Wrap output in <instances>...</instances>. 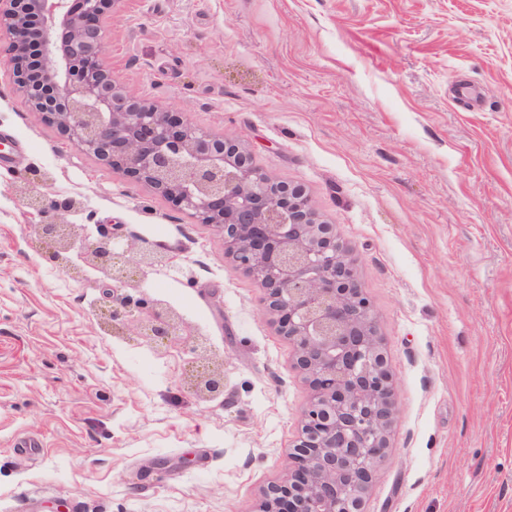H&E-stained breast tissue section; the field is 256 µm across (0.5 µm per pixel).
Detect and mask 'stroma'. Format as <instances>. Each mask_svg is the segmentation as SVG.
<instances>
[{"label": "stroma", "instance_id": "1", "mask_svg": "<svg viewBox=\"0 0 512 512\" xmlns=\"http://www.w3.org/2000/svg\"><path fill=\"white\" fill-rule=\"evenodd\" d=\"M125 93L240 141L351 247L397 389L367 512H512V0H123ZM0 512H253L309 397L221 233L79 151L0 68ZM40 213L15 191L30 172ZM164 251L102 280L37 225ZM184 319L156 345L110 307ZM204 346L222 397L183 378ZM38 236L51 250L52 257L61 263L68 260L66 254L74 248L76 243V225L58 222L40 224Z\"/></svg>", "mask_w": 512, "mask_h": 512}]
</instances>
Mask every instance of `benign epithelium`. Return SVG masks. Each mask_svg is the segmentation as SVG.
I'll list each match as a JSON object with an SVG mask.
<instances>
[{
    "label": "benign epithelium",
    "mask_w": 512,
    "mask_h": 512,
    "mask_svg": "<svg viewBox=\"0 0 512 512\" xmlns=\"http://www.w3.org/2000/svg\"><path fill=\"white\" fill-rule=\"evenodd\" d=\"M116 2L0 0V29L9 34L0 62L12 66V91L78 149L219 228L224 256L264 288V311L278 316L311 398L289 455L290 474L267 486L253 512H365L397 397L349 249L335 225L317 221L302 186L270 180L235 140L123 92L105 57L103 16ZM19 189L34 210H68L63 202L47 203L28 182ZM38 236L61 263L76 243V225L40 224ZM85 255L104 278L127 284L169 260L132 243L117 249L108 239L88 245ZM111 318L151 342L180 328L160 304L144 322L129 303ZM185 384L205 398L224 395V375L204 363Z\"/></svg>",
    "instance_id": "benign-epithelium-1"
}]
</instances>
